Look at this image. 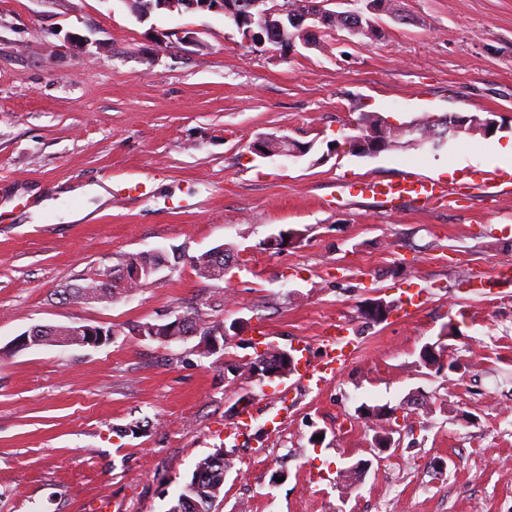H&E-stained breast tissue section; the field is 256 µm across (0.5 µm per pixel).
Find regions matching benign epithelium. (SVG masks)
I'll return each instance as SVG.
<instances>
[{
  "mask_svg": "<svg viewBox=\"0 0 512 512\" xmlns=\"http://www.w3.org/2000/svg\"><path fill=\"white\" fill-rule=\"evenodd\" d=\"M134 16L140 20H146L152 13L160 10L168 12H213L221 13L224 18L232 23L243 35L246 43L260 48L264 47L277 31L285 29L294 33L286 51L290 54L296 51L297 45L311 48L317 45L319 34L330 19L336 18V11L325 8L328 0H321L319 3H312L305 8H290L286 5L268 6L270 0H237V4L230 7L224 5V0H123ZM360 7L343 12V16L350 17L346 27L350 35L364 32L369 36L379 33L374 22V16L383 13L384 5L380 0H358ZM155 45L162 51L170 49L185 51L189 47L198 46V40L194 33L184 29H168L157 33ZM355 134L347 137V144L353 153L362 156L374 155L380 152V148H372L364 151L362 146L366 144L364 131L358 126H353ZM274 137L269 134L257 136L248 146L249 151L260 158H294L304 156L305 149L294 147L288 149L274 150L270 142ZM386 303L382 300H371L366 302L363 313L369 319L382 322L386 319L384 310ZM75 339L69 341L71 345L82 347H96L105 341L103 336L87 325H80L72 328ZM288 370H271L267 367L257 365L252 369L253 378L263 382L273 381L288 377L293 372L294 358L287 354Z\"/></svg>",
  "mask_w": 512,
  "mask_h": 512,
  "instance_id": "1",
  "label": "benign epithelium"
}]
</instances>
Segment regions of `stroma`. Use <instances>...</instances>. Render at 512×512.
Masks as SVG:
<instances>
[{
	"label": "stroma",
	"instance_id": "35a3bbf8",
	"mask_svg": "<svg viewBox=\"0 0 512 512\" xmlns=\"http://www.w3.org/2000/svg\"><path fill=\"white\" fill-rule=\"evenodd\" d=\"M401 7L408 23L379 16L377 38L331 31L282 56L215 13L141 21L123 0H0V512H168L219 448L232 467L212 512H386L385 483L396 512H512V284L470 290L512 261V181L483 184L512 142V0ZM174 28L200 47L156 53L155 31ZM363 112L397 124L492 112L500 128L362 157L346 139ZM260 134L312 149L256 158ZM406 171L463 193L441 207L347 194ZM287 228L298 238L266 247ZM224 244L236 258L224 280L197 277L191 258ZM155 250L185 260L112 303L66 299ZM416 287L412 315L363 323L366 301ZM195 304L246 331L209 355L195 336L12 348L35 326L133 327ZM333 324L359 347L322 390L231 371L271 345L318 359ZM428 343L447 369L421 366ZM415 390L429 408L407 405ZM361 460L363 480L346 481Z\"/></svg>",
	"mask_w": 512,
	"mask_h": 512
}]
</instances>
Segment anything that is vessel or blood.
Listing matches in <instances>:
<instances>
[{
    "label": "vessel or blood",
    "mask_w": 512,
    "mask_h": 512,
    "mask_svg": "<svg viewBox=\"0 0 512 512\" xmlns=\"http://www.w3.org/2000/svg\"><path fill=\"white\" fill-rule=\"evenodd\" d=\"M455 193L443 181L414 172L401 179L384 182L368 179L350 186V196L375 197L384 201L411 198L426 204L448 201ZM356 347L355 340L346 335L330 333L323 339L322 355L318 360L297 363L295 371L305 387H322L328 377L336 375Z\"/></svg>",
    "instance_id": "b4317fda"
}]
</instances>
